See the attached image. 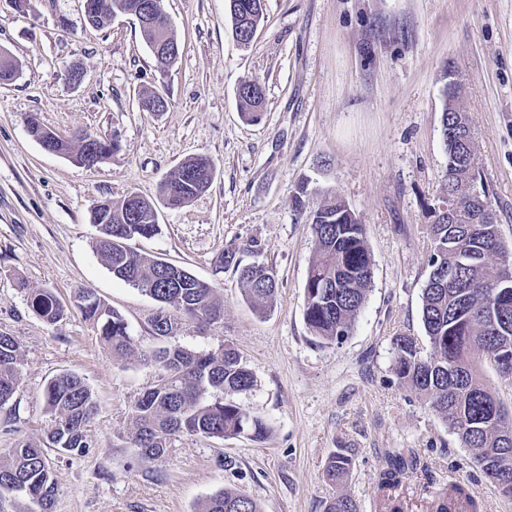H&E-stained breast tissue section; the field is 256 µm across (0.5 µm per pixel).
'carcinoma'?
I'll return each instance as SVG.
<instances>
[{
    "instance_id": "cac0c4a2",
    "label": "carcinoma",
    "mask_w": 512,
    "mask_h": 512,
    "mask_svg": "<svg viewBox=\"0 0 512 512\" xmlns=\"http://www.w3.org/2000/svg\"><path fill=\"white\" fill-rule=\"evenodd\" d=\"M161 0H97L92 26L103 28L112 15L139 19L142 6L151 5L149 22L139 24L148 46L156 33L169 32ZM232 34L239 43L250 44L264 17L263 0H225ZM242 114L254 120L261 111L264 92L260 83L248 80L238 88ZM167 99L158 92L142 95L145 112H162ZM468 122L460 95L443 106L442 141L448 155L445 181L448 195L460 190L457 159L468 154L460 141V126ZM210 157L185 159L160 187L163 204L182 208L206 191L213 180ZM307 184H301L293 199L298 214L306 215L313 234V257L304 289V316L310 333L320 343H340L351 335L364 308L372 284L373 260L365 227L357 215L336 194L327 193L320 205L307 210ZM486 224H448L433 221L434 252L430 273L422 290L421 321L432 347L421 354L418 341L400 335L392 343L393 366L397 376L414 389L429 409L436 412L469 449L474 463L506 496L512 497V418L500 401L486 389L477 367L480 353L512 358V332L499 331L493 318L505 316L512 323V296L492 302L494 273L489 259L500 252V227L490 201H485ZM99 227L95 250L113 276L137 288L158 303L150 320L152 335L167 338L188 321L212 325L224 318L217 302L216 286L160 259L146 256L131 246L137 238H150L158 231L155 205L135 193L114 202L105 200L93 212ZM217 267H231L238 275L246 300L259 312L272 305L279 284L273 269L259 263L244 264L229 251L217 260ZM35 312L50 324L69 311L51 291L28 295ZM73 305L96 329L101 343L122 358L133 349V339L123 316L105 304L90 288L78 291ZM160 370L156 384L136 400L132 415L134 428L130 447L144 459L169 452L181 436L229 438L244 433L263 439L266 422L242 407L224 401V393L250 390L254 380L239 353L224 345L215 349L162 348L153 354ZM21 376L19 344L14 336L0 333V410L9 407ZM50 420L46 443L20 438L0 453V500L26 498L31 512H53L57 487L52 478L47 448L58 453L82 454L90 447L88 427L98 411V400L84 378L66 372L51 379L44 389ZM352 465L350 450L337 448L328 455L324 479L336 484L348 476ZM413 462L400 451L392 453L387 468L379 474L378 488L386 512H402L395 492L406 479ZM436 512H451L465 504L468 512H480L468 487L456 483L436 495ZM199 512H261L247 493L224 489L205 499ZM324 512H359L355 501L338 495Z\"/></svg>"
}]
</instances>
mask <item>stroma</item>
Instances as JSON below:
<instances>
[{
	"label": "stroma",
	"mask_w": 512,
	"mask_h": 512,
	"mask_svg": "<svg viewBox=\"0 0 512 512\" xmlns=\"http://www.w3.org/2000/svg\"><path fill=\"white\" fill-rule=\"evenodd\" d=\"M179 55L162 64L137 22L95 29L84 0H0V52L17 64L0 83V332L20 344L12 412H0V451L44 440L43 392L64 371L85 378L99 401L81 455L50 454L53 512H198L209 495L248 493L262 512H324L343 494L360 512H382L379 473L410 449L412 512H433L435 491L465 482L482 512H512L468 449L393 370L392 341L431 348L421 322L434 245L433 211L446 195L441 135L446 71L457 74L482 186L512 250V0H265L249 47L235 41L225 0H162ZM85 77L72 84L67 70ZM263 87L258 120L245 118L242 81ZM164 95L163 112L140 107ZM64 136L118 137L121 149L88 168L45 152L30 116ZM215 162L210 187L180 209L161 207L160 185L185 158ZM339 195L366 228L373 283L353 333L322 344L304 318L313 255L309 224L293 207L302 180ZM135 193L158 204L159 231L142 253L215 283L224 318L189 322L176 335L150 331L157 303L112 276L94 249L98 201ZM272 267L279 289L257 313L218 257ZM88 287L126 320L134 349L122 358L70 308L57 324L27 294L52 290L67 303ZM235 349L254 377L233 400L264 417L268 439L183 436L165 455L141 459L128 445L132 406L156 381L159 348ZM352 451L340 485L323 479L334 449Z\"/></svg>",
	"instance_id": "stroma-1"
}]
</instances>
